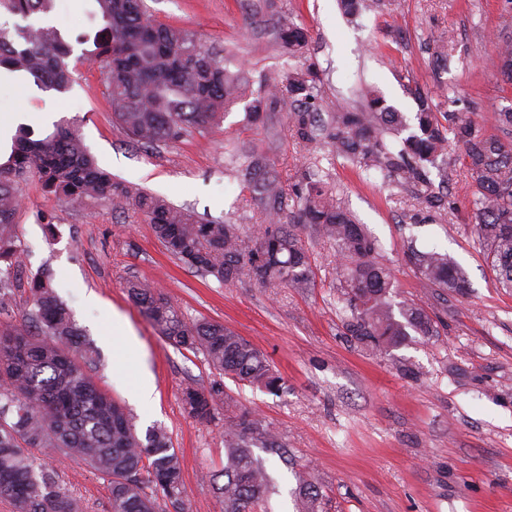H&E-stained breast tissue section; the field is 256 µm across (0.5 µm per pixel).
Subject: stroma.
Masks as SVG:
<instances>
[{
	"mask_svg": "<svg viewBox=\"0 0 512 512\" xmlns=\"http://www.w3.org/2000/svg\"><path fill=\"white\" fill-rule=\"evenodd\" d=\"M157 20L191 31L220 52L230 68L251 77L248 98L285 85L289 71L317 63L325 108L380 91L400 112H415V87L455 100L484 117L512 104L494 61L501 37H512L504 0H390L380 13L350 20L337 0H145ZM293 19L311 36L308 60L289 58L276 31ZM46 21L82 49L93 47L103 22L94 0H57ZM452 40L449 69L431 65L443 38ZM0 109L30 118L36 135L72 123L98 164L123 183L163 196L200 220L269 223L242 177L249 156H264L283 189L315 169L364 224L393 271L398 298L440 321L438 334L412 335L387 353L350 341L336 290V256L312 226L299 227L311 255L315 285L263 288L250 278L232 284L174 259L142 214L101 201L68 204L37 178L22 183L23 264L0 293V327L24 324L31 309L27 282L50 271L77 325L101 353L96 378L133 415L138 431L164 426L182 462L189 512H224L208 480L224 464V422L201 423L182 402L186 386L209 388L215 376L201 355L168 344L132 302L126 283H153L190 320L224 323L250 339L283 379L278 393L234 387L242 408L263 415L286 459L266 455L277 491L271 512H294L293 470L313 467L325 512H512V289L500 287L472 220L462 148L430 177L450 210L419 205L410 188L383 176L367 178L328 143L307 144L280 107L249 118L237 104L218 128L142 148L114 124L98 63H77L64 93L44 92L0 73ZM438 248L466 272L467 295L434 294L406 265L408 244ZM120 315L140 352L112 360V317ZM146 366L157 397L133 403L138 366ZM62 485L85 512H112L108 478L74 461L57 462Z\"/></svg>",
	"mask_w": 512,
	"mask_h": 512,
	"instance_id": "stroma-1",
	"label": "stroma"
}]
</instances>
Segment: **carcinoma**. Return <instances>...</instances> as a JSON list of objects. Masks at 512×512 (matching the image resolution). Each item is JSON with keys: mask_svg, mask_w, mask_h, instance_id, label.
<instances>
[{"mask_svg": "<svg viewBox=\"0 0 512 512\" xmlns=\"http://www.w3.org/2000/svg\"><path fill=\"white\" fill-rule=\"evenodd\" d=\"M104 22L91 55L103 64L114 121L132 143L150 147L223 121L242 100L241 72L224 64L192 33L154 19L144 0H95ZM343 15L381 12L386 0H339ZM55 0H0V11L21 17L24 25L0 26V69L18 73L42 91L63 93L72 83V46L60 31L40 25ZM277 38L288 55L301 57L308 30L283 22ZM501 80L512 85V40L498 48ZM320 83L316 64L288 75L289 124L304 143L322 134L336 156L363 171L381 172L398 186H410L420 204L443 207V196L429 178L430 169L449 159L448 148L465 151L478 239L512 288V144L488 133L478 113L446 109L416 92L415 125L404 113L370 89L364 104L336 107L327 119L315 111ZM282 96L274 89L249 104L257 117ZM248 188L275 214L288 210L289 223L258 227L250 236L236 224L203 222L188 210L112 178L84 147L76 128L60 122L48 135L33 138L18 129L7 159L0 162V274L21 263L15 216L19 187L37 177L47 191L69 202L104 201L141 212L165 249L190 268L229 284L246 275L263 288H310L313 268L298 225L310 224L336 248L338 295L344 304L343 328L354 343L375 351L398 347L414 331L437 332L435 321L416 304H396L391 270L364 225L326 189L311 170L284 194L278 179L259 161ZM406 262L430 291L463 295L465 272L435 248L409 245ZM35 331L10 327L0 331V501L14 512H83L82 502L62 484L50 459L82 462L111 479L112 512H186L181 460L163 427L141 435L125 409L96 383V349L86 340L48 274L28 282ZM128 292L158 333L177 348L203 355L210 370L237 385L266 389L282 386L281 377L252 342L222 323L188 321L179 309L149 284L128 283ZM188 414L201 422L215 417L224 401V469L209 476L224 498V512H267L274 492L264 462L253 453H278L277 435L259 414L241 409L220 382L204 390L182 392ZM48 452L49 459L33 450ZM224 483L219 485V478ZM297 512H322L323 496L314 473L294 471Z\"/></svg>", "mask_w": 512, "mask_h": 512, "instance_id": "cac0c4a2", "label": "carcinoma"}]
</instances>
